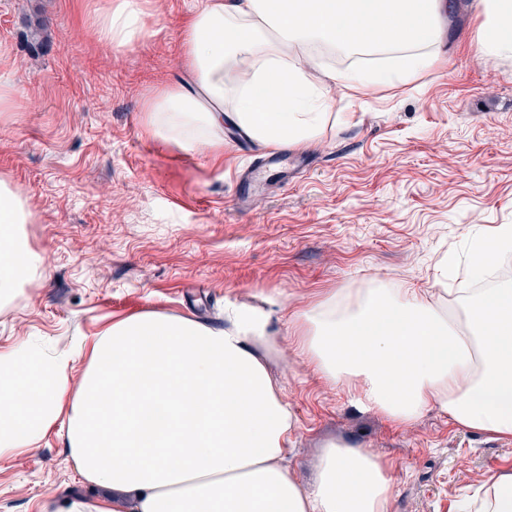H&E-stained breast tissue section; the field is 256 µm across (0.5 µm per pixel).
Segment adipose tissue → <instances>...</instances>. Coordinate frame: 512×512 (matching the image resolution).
Segmentation results:
<instances>
[{"label": "adipose tissue", "mask_w": 512, "mask_h": 512, "mask_svg": "<svg viewBox=\"0 0 512 512\" xmlns=\"http://www.w3.org/2000/svg\"><path fill=\"white\" fill-rule=\"evenodd\" d=\"M441 0H206L183 33L185 77L148 101L156 139L196 152L224 144L232 121L254 142L298 146L350 89L401 80L432 66ZM482 16L475 50L512 54V0H471ZM108 47L146 34L138 0H109L91 18ZM320 43L345 53L390 54L387 67H322ZM324 79L314 82L311 72ZM31 213L0 180V305L39 256L18 228ZM512 251V225L477 241L479 276ZM433 296L377 285L328 297L292 328L296 347L330 386L407 423L435 407L464 429L512 438V281ZM225 326L146 311L112 323L92 344L49 356L34 342L0 352V458L35 448L55 427L89 496L48 501L43 512H389V465L368 449H324L311 485L282 460L296 418L256 350L270 343L267 307L227 303ZM87 355L80 384L76 356ZM471 512H512V471L489 476Z\"/></svg>", "instance_id": "obj_1"}]
</instances>
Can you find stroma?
Wrapping results in <instances>:
<instances>
[{
  "label": "stroma",
  "mask_w": 512,
  "mask_h": 512,
  "mask_svg": "<svg viewBox=\"0 0 512 512\" xmlns=\"http://www.w3.org/2000/svg\"><path fill=\"white\" fill-rule=\"evenodd\" d=\"M204 0H139L149 29L115 51L89 26L108 0H0V179L34 219L42 262L0 307V352L32 339L73 350L145 311L223 325L227 302L281 307L275 347L258 345L297 418L287 459L308 482L327 442L391 466L390 512H457L488 476L512 470V440L465 430L435 409L396 425L364 411L300 359L297 314L325 296L381 284L426 295L462 288L474 240L512 225V56L480 57L481 20L447 25L433 65L410 80L336 89L311 165L236 207V174L262 146L187 152L147 132L145 102L183 75L182 30ZM51 431L0 460V512H41L82 491Z\"/></svg>",
  "instance_id": "obj_1"
}]
</instances>
